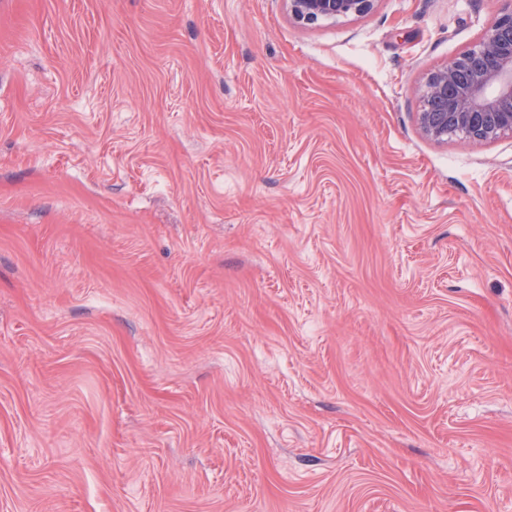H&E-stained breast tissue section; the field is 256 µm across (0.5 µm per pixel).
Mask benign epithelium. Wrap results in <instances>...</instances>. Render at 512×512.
Segmentation results:
<instances>
[{"mask_svg":"<svg viewBox=\"0 0 512 512\" xmlns=\"http://www.w3.org/2000/svg\"><path fill=\"white\" fill-rule=\"evenodd\" d=\"M375 0H288L304 24L359 16ZM492 18L478 41L447 65L430 72L420 89L422 134L444 142L450 136L491 141L512 132V0Z\"/></svg>","mask_w":512,"mask_h":512,"instance_id":"7a95c632","label":"benign epithelium"}]
</instances>
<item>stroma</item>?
<instances>
[{
  "label": "stroma",
  "instance_id": "1",
  "mask_svg": "<svg viewBox=\"0 0 512 512\" xmlns=\"http://www.w3.org/2000/svg\"><path fill=\"white\" fill-rule=\"evenodd\" d=\"M498 0H0V512H512ZM376 0H289L292 16L304 24L322 20L359 16L370 12ZM502 2L473 46L427 75L418 113L427 138L483 142L512 132V1Z\"/></svg>",
  "mask_w": 512,
  "mask_h": 512
}]
</instances>
